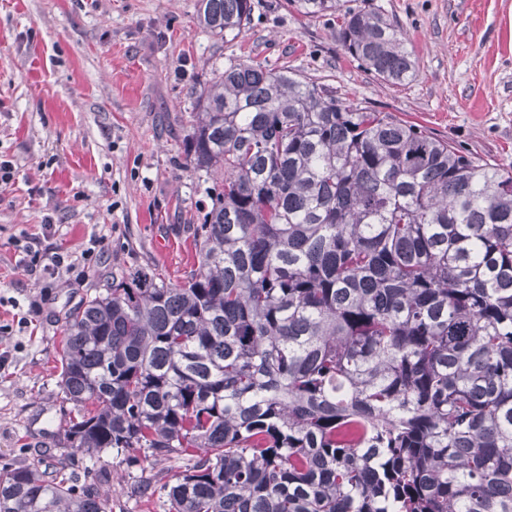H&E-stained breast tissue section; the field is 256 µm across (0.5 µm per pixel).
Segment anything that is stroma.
<instances>
[{"label": "stroma", "instance_id": "stroma-1", "mask_svg": "<svg viewBox=\"0 0 512 512\" xmlns=\"http://www.w3.org/2000/svg\"><path fill=\"white\" fill-rule=\"evenodd\" d=\"M253 2L230 40L198 25L197 0H0V159L17 169L0 192V462L48 469L65 453L69 312L115 274L156 267L175 280L193 264L211 182L184 141L195 90L229 61L288 67L512 171V0H372L418 60L395 86L351 61L336 16ZM29 243L72 271L28 272ZM180 469L113 458L112 512H164L135 485Z\"/></svg>", "mask_w": 512, "mask_h": 512}]
</instances>
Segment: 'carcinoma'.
Listing matches in <instances>:
<instances>
[{"instance_id":"obj_1","label":"carcinoma","mask_w":512,"mask_h":512,"mask_svg":"<svg viewBox=\"0 0 512 512\" xmlns=\"http://www.w3.org/2000/svg\"><path fill=\"white\" fill-rule=\"evenodd\" d=\"M345 52L416 78L379 9ZM253 0H198L235 37ZM185 152L214 177L196 262L112 277L62 327L75 415L51 475L0 465V512H109V455L165 512H512V172L286 69L231 63L194 92Z\"/></svg>"}]
</instances>
